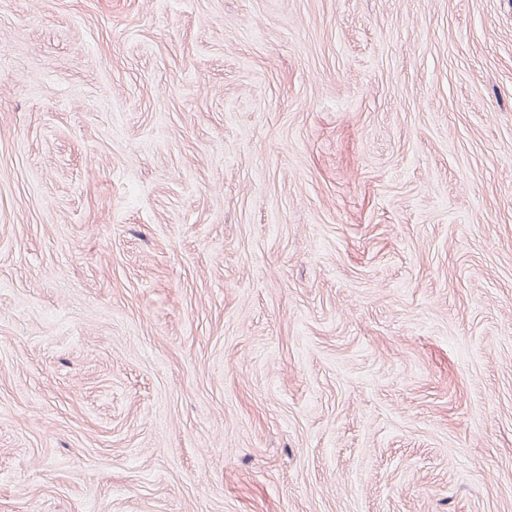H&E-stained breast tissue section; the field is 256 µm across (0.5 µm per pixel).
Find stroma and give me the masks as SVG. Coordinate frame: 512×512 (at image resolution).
I'll return each mask as SVG.
<instances>
[{"mask_svg": "<svg viewBox=\"0 0 512 512\" xmlns=\"http://www.w3.org/2000/svg\"><path fill=\"white\" fill-rule=\"evenodd\" d=\"M0 512H512V0H0Z\"/></svg>", "mask_w": 512, "mask_h": 512, "instance_id": "obj_1", "label": "stroma"}]
</instances>
